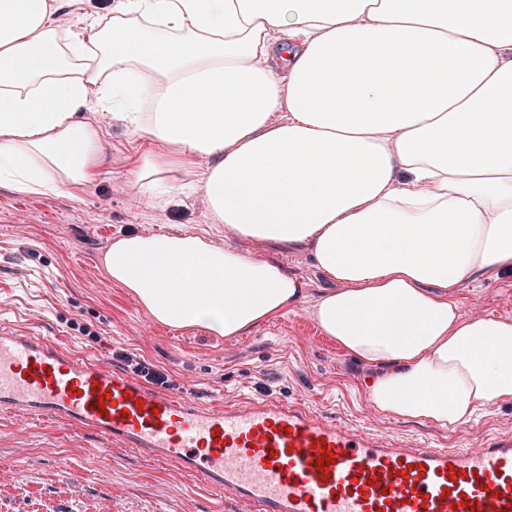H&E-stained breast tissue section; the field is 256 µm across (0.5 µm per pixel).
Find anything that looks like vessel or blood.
Listing matches in <instances>:
<instances>
[{
	"instance_id": "vessel-or-blood-1",
	"label": "vessel or blood",
	"mask_w": 512,
	"mask_h": 512,
	"mask_svg": "<svg viewBox=\"0 0 512 512\" xmlns=\"http://www.w3.org/2000/svg\"><path fill=\"white\" fill-rule=\"evenodd\" d=\"M0 412L76 424L174 463L247 512H512V436L433 448L279 399L198 405L37 333L0 329ZM324 447L334 461L322 473Z\"/></svg>"
}]
</instances>
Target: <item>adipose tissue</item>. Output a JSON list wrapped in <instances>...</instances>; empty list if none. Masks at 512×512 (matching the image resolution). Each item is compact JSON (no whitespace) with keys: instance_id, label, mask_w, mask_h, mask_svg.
<instances>
[{"instance_id":"ef3b65f1","label":"adipose tissue","mask_w":512,"mask_h":512,"mask_svg":"<svg viewBox=\"0 0 512 512\" xmlns=\"http://www.w3.org/2000/svg\"><path fill=\"white\" fill-rule=\"evenodd\" d=\"M0 16L1 181L89 178L99 132L75 111H120L182 169L211 157L226 232L309 248L336 283L310 315L378 369L379 412L453 428L512 400V320L455 297L512 272V0H114L65 41L49 0ZM103 263L156 322L224 336L306 293L188 232L117 237Z\"/></svg>"}]
</instances>
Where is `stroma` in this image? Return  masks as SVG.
I'll list each match as a JSON object with an SVG mask.
<instances>
[{"label":"stroma","mask_w":512,"mask_h":512,"mask_svg":"<svg viewBox=\"0 0 512 512\" xmlns=\"http://www.w3.org/2000/svg\"><path fill=\"white\" fill-rule=\"evenodd\" d=\"M105 3L53 0V20L74 35L84 17L106 15ZM157 148L116 119L101 127V161L90 178L54 195L21 194L0 181V327L37 331L108 364L113 349H129L162 369L184 395L208 405L280 398L375 434L422 436L435 448H465L512 433L510 400L452 429L375 410L367 388L376 369L357 363L309 315L331 282L308 249L225 234L201 201L204 162L193 165L192 189L149 198L135 175ZM182 232L282 264L305 282L304 303L241 336L157 323L112 282L103 254L125 234ZM457 299L465 314L512 319V276L465 282ZM102 468L109 469V481L100 480ZM0 512H242V506L137 449L49 419L0 415Z\"/></svg>","instance_id":"1"}]
</instances>
